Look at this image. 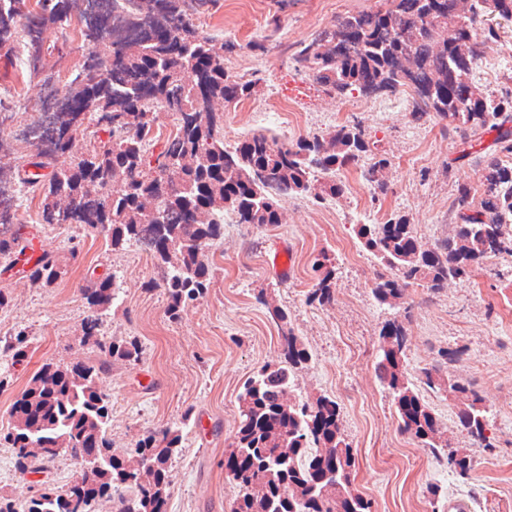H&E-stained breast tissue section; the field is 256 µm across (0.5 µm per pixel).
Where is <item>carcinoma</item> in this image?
Segmentation results:
<instances>
[{
    "mask_svg": "<svg viewBox=\"0 0 512 512\" xmlns=\"http://www.w3.org/2000/svg\"><path fill=\"white\" fill-rule=\"evenodd\" d=\"M75 0H0V50L21 41L28 63L43 72L40 32L52 24L82 22L87 53L68 84L46 77L39 111L49 112L27 126L28 148L14 167L17 183L34 188L38 216L50 226L78 225L103 238L114 250L135 241L160 270L149 287L167 294L166 314L178 320L211 286L206 248L224 235L218 218L238 224L275 227L283 204L293 196L338 197L336 172L368 152L361 122L336 125L324 135L277 141L262 132L224 147V106L252 96L254 84L228 73L224 53L201 33L185 0H102L98 12L74 9ZM512 26V0H386V8L341 16L336 28L300 45L295 62L325 90L342 99L413 91V120L436 117L448 138L463 144L494 136L492 151L475 157L480 189L457 184L451 204L454 224L444 239L428 245L414 235L411 219L393 212L381 224H360L362 246L385 267L371 288L381 306L396 307L408 288L442 292L482 268L491 257H512V97H496L475 82L474 70L487 43ZM358 38L337 56L336 29ZM173 117L175 131L160 145L143 137L152 114ZM69 156L53 164L54 154ZM389 158L375 157L363 178L375 198L389 190ZM480 199H475V194ZM0 260L25 253L24 225L0 209ZM316 283L308 299L334 301L333 267L328 256L315 261ZM66 274L62 260L44 254L28 269L38 288H51ZM119 285L109 275L89 276L82 294L88 315L80 342L97 350L94 359L72 365L46 363L30 377L9 411L4 440L14 448L15 470L24 478L45 472L61 451L82 460L81 477L61 489L37 490L18 500L0 494V512H92L107 499L114 512H166L170 462L181 443L180 428L166 425L146 432L134 448L112 451L108 439L112 400L101 382L112 366L139 360L134 338L105 337L101 317L112 307ZM270 314L280 330L282 357L261 366L238 394L239 423L231 455L254 458L249 474L226 475L236 494L230 512H371V501L356 487L357 460L345 438L336 401L294 395L298 372L311 353L277 306ZM406 331L385 326L375 372L394 396L398 428L445 461L461 477L470 456L442 439L440 425L405 372ZM13 363L33 353L24 329L4 338L0 353ZM464 350L440 349L438 360L418 373V382L456 402V424L473 444L493 446L490 419L476 385L452 378L448 365Z\"/></svg>",
    "mask_w": 512,
    "mask_h": 512,
    "instance_id": "1",
    "label": "carcinoma"
}]
</instances>
